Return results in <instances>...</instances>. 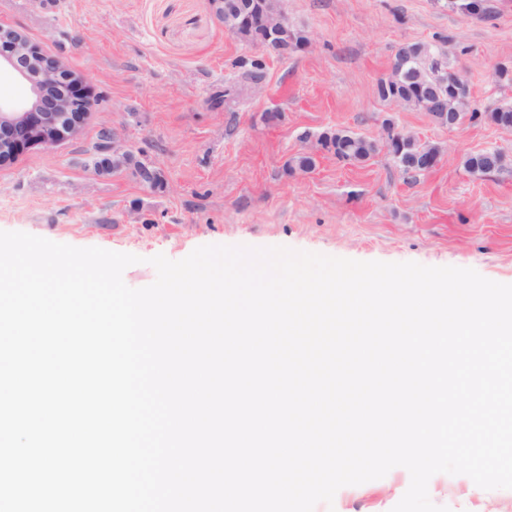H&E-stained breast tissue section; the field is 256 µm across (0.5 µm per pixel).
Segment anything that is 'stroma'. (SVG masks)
<instances>
[{"mask_svg": "<svg viewBox=\"0 0 512 512\" xmlns=\"http://www.w3.org/2000/svg\"><path fill=\"white\" fill-rule=\"evenodd\" d=\"M485 4V14L464 17L448 0H282L310 45L281 56L229 34L210 0H0V26L60 57L93 100L77 139L0 166V231L139 256L123 273L132 288L155 281L151 257L180 260L207 244L471 268L512 284V130L451 129L374 93L400 43L448 36L476 105L512 99V84L496 76L512 68V0ZM256 58L263 77L245 81ZM228 85L240 95L212 103ZM387 117L439 146V165L407 174L383 154L347 164L318 143L336 129L380 138ZM113 128L162 170V189L95 168ZM485 148L508 166L469 174L465 156ZM304 152L315 169L289 172ZM409 485L396 467L340 488L314 512H391ZM428 493L450 512H512V490L487 491L464 475L436 474Z\"/></svg>", "mask_w": 512, "mask_h": 512, "instance_id": "1", "label": "stroma"}]
</instances>
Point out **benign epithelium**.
<instances>
[{
	"label": "benign epithelium",
	"mask_w": 512,
	"mask_h": 512,
	"mask_svg": "<svg viewBox=\"0 0 512 512\" xmlns=\"http://www.w3.org/2000/svg\"><path fill=\"white\" fill-rule=\"evenodd\" d=\"M2 66L18 74L26 96L18 103L0 102L1 162L30 147L77 137L92 104L82 76L11 28L0 29Z\"/></svg>",
	"instance_id": "1"
}]
</instances>
